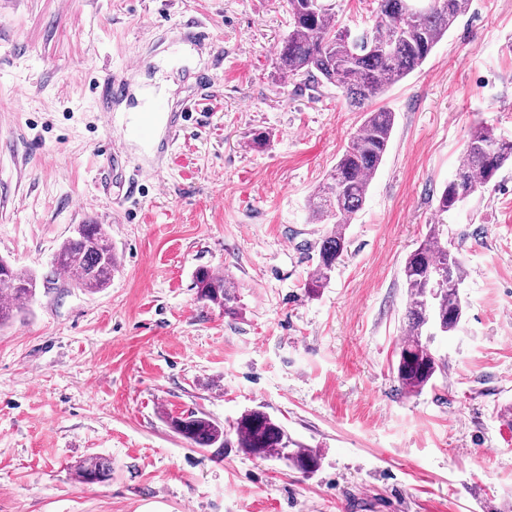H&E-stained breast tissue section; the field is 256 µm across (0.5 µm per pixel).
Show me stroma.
Listing matches in <instances>:
<instances>
[{
  "label": "stroma",
  "mask_w": 512,
  "mask_h": 512,
  "mask_svg": "<svg viewBox=\"0 0 512 512\" xmlns=\"http://www.w3.org/2000/svg\"><path fill=\"white\" fill-rule=\"evenodd\" d=\"M200 22L210 45L180 44ZM287 32L286 0H0V257L37 279L0 328V512H512V165L436 209L477 123L512 139V0H471L376 99L395 114L387 153L313 296L326 227L308 198L363 115L333 85L282 77ZM136 58L134 101L104 115L96 87ZM150 90L188 115L147 152L125 115ZM86 222L107 225L119 261L95 293L53 265ZM437 222L465 314L429 341L433 386L407 396L402 267ZM202 267L235 280L236 316L198 300ZM253 408L319 450V470L218 456L167 423L201 411L229 430ZM99 459L108 479L81 482Z\"/></svg>",
  "instance_id": "obj_1"
}]
</instances>
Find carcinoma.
Returning a JSON list of instances; mask_svg holds the SVG:
<instances>
[{"label":"carcinoma","instance_id":"cac0c4a2","mask_svg":"<svg viewBox=\"0 0 512 512\" xmlns=\"http://www.w3.org/2000/svg\"><path fill=\"white\" fill-rule=\"evenodd\" d=\"M436 2L435 7L418 8L416 0H377L374 25L353 35L337 26L336 5L331 0H287L289 30L277 50L278 70L285 76H309L334 85L349 105L364 112L361 126L309 200L314 219L327 226L305 283L310 294L331 281L344 251L346 226L362 207L387 152L395 116L373 108V102L387 87L423 65L467 12L470 0ZM508 163H512V141L497 138L488 125L473 128L456 174L439 191L438 212L446 214L482 191ZM54 263L60 270H75L72 286L91 293L107 287L117 270L110 235L103 225L94 223L73 228L58 248ZM402 275L409 300L394 371L401 391L416 395L442 369L423 342L424 332L434 328L451 335L464 315L461 297L448 292V280L463 282V263L448 249L441 225H429L424 240L406 257ZM194 283L200 300L228 316L237 314L238 296L231 278L200 269ZM35 290L33 276L0 259V298H8V306H0V326L22 312ZM168 425L191 446L213 448L217 454L232 446L259 459H285L288 466L303 473L314 472L321 461L319 451L292 439L280 422L258 409L241 415L232 438L224 425L200 411L170 416ZM109 475V465L100 460L77 470L84 483L100 482Z\"/></svg>","mask_w":512,"mask_h":512}]
</instances>
